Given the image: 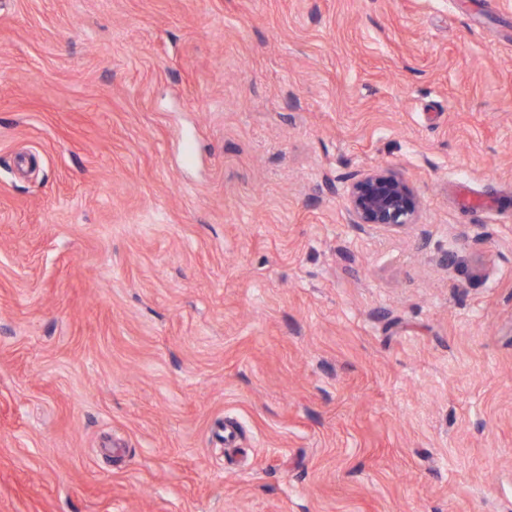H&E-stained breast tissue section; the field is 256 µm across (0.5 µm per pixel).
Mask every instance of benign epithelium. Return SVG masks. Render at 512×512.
<instances>
[{
	"instance_id": "benign-epithelium-1",
	"label": "benign epithelium",
	"mask_w": 512,
	"mask_h": 512,
	"mask_svg": "<svg viewBox=\"0 0 512 512\" xmlns=\"http://www.w3.org/2000/svg\"><path fill=\"white\" fill-rule=\"evenodd\" d=\"M347 206L351 223L393 230L415 223L419 199L398 173L371 168L351 178Z\"/></svg>"
}]
</instances>
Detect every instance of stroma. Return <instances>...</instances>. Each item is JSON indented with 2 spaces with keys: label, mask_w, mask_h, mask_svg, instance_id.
<instances>
[{
  "label": "stroma",
  "mask_w": 512,
  "mask_h": 512,
  "mask_svg": "<svg viewBox=\"0 0 512 512\" xmlns=\"http://www.w3.org/2000/svg\"><path fill=\"white\" fill-rule=\"evenodd\" d=\"M0 512H512V0H0ZM419 199L415 188L389 168H371L351 178L347 206L352 224L399 229L416 223Z\"/></svg>",
  "instance_id": "1"
}]
</instances>
